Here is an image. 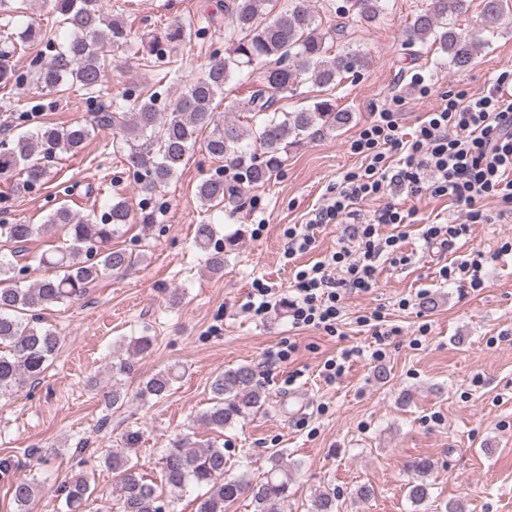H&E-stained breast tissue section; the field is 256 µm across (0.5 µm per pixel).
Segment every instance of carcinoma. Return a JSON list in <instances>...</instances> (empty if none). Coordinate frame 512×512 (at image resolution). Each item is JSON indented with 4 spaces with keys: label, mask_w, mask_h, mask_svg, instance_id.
<instances>
[{
    "label": "carcinoma",
    "mask_w": 512,
    "mask_h": 512,
    "mask_svg": "<svg viewBox=\"0 0 512 512\" xmlns=\"http://www.w3.org/2000/svg\"><path fill=\"white\" fill-rule=\"evenodd\" d=\"M58 23L68 31L60 43L33 23L27 24L18 38L23 46L44 42L55 48L50 60L41 64L36 81L49 91L71 83L95 99L106 93L103 53L129 46L130 32L117 19H107L102 0H45ZM271 0H234L228 13V26L234 38L224 49V58L212 61L203 78L181 93L168 112L158 108V95L152 92H128L121 101H112L96 112L94 123L81 121L66 126H46L32 133H21L13 140H0V178L24 176L34 186L47 175V169L60 155L81 150L96 130L110 129L116 137L115 148L122 154L127 169L133 172L138 189L150 195L157 186L169 181L178 165L194 149L200 132L207 131L205 149L214 159L224 160L242 173L246 182L266 183L283 162L288 149L341 128L352 115L322 100L294 112L274 108L275 97L294 89L307 78L319 86H328L336 78L368 66L365 55L352 52L327 56L329 38L344 36L338 23L320 28L308 0H288V9L272 17L267 11ZM360 20L371 23L385 10V0H350ZM467 9V0H432L430 7L417 14L411 23L406 44L417 43L440 50L449 66H469L480 48L494 35L504 16L503 0H483L482 28L477 34L463 36L448 26V16ZM185 38L180 25L169 27L161 36L140 39L135 59L149 65L164 56L161 45L171 46ZM259 65L263 69V87L252 92L248 111L254 128H244L232 119H218V97L235 73ZM24 77L17 74L11 51L0 50V85H17ZM236 186L220 175L202 179L196 194L206 210L220 209L236 197ZM133 222L149 231L154 214L131 213L126 200L107 204L99 216L82 215L63 205L53 210L41 225L0 224V238L13 245L11 258H0V398L11 396L39 382L41 375L60 349L59 333L43 325L42 311L87 295L90 289L113 273L124 271L144 259V254L112 247V238ZM44 228L59 229L68 244L43 251L40 265L52 276L27 283L31 269L27 244ZM215 225L206 221L195 227V244L205 253L207 269L213 274L224 271V251L236 246L237 238L216 239ZM152 345L149 336L130 341L132 352L112 358V386L104 393L107 407L118 410L129 402L124 381L139 370L138 356ZM182 378L180 366L145 377L139 381L135 398L148 402L161 400ZM213 405L204 411L201 424L216 433L257 413L266 395L249 364H241L217 374L210 385ZM139 440L135 432L122 435V447L104 455L102 462L119 474L116 512H169L170 501L190 484L202 487L196 512H228L243 495L251 496L257 512H271L288 500L292 471L275 453L260 482L245 474L229 477L224 473V448L213 442L196 441L186 435L163 449L161 483L141 472L127 450ZM407 484V498L414 505L430 497L429 476L433 464L415 459ZM44 481L36 475L18 477L10 492L18 512H30L41 493ZM67 512H81L94 492L89 477L79 473L58 489ZM311 512H336V493L327 490L315 495Z\"/></svg>",
    "instance_id": "obj_1"
}]
</instances>
